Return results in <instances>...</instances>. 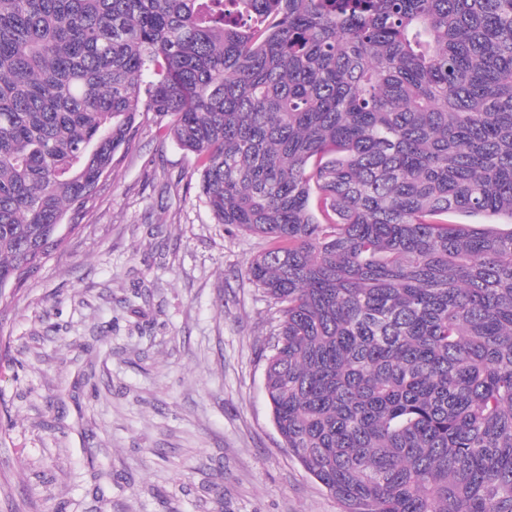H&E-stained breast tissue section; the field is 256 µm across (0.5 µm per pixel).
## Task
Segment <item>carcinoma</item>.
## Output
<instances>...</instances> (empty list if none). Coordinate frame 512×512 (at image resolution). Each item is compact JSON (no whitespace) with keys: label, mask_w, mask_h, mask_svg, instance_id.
Wrapping results in <instances>:
<instances>
[{"label":"carcinoma","mask_w":512,"mask_h":512,"mask_svg":"<svg viewBox=\"0 0 512 512\" xmlns=\"http://www.w3.org/2000/svg\"><path fill=\"white\" fill-rule=\"evenodd\" d=\"M167 120L270 247L265 391L343 512H512V0H0V301Z\"/></svg>","instance_id":"cac0c4a2"}]
</instances>
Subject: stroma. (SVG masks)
<instances>
[{
  "label": "stroma",
  "instance_id": "stroma-1",
  "mask_svg": "<svg viewBox=\"0 0 512 512\" xmlns=\"http://www.w3.org/2000/svg\"><path fill=\"white\" fill-rule=\"evenodd\" d=\"M198 182L142 122L78 228L0 303V512H342L272 421L277 308L244 277L268 243L215 223Z\"/></svg>",
  "mask_w": 512,
  "mask_h": 512
}]
</instances>
